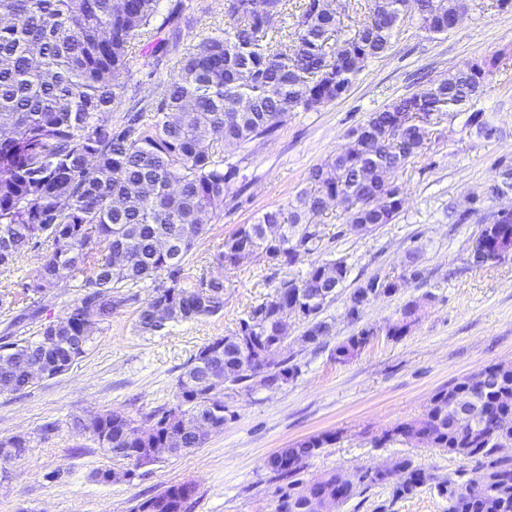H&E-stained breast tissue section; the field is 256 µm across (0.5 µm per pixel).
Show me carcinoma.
I'll return each instance as SVG.
<instances>
[{"label": "carcinoma", "mask_w": 512, "mask_h": 512, "mask_svg": "<svg viewBox=\"0 0 512 512\" xmlns=\"http://www.w3.org/2000/svg\"><path fill=\"white\" fill-rule=\"evenodd\" d=\"M162 0H0V13L13 22L0 25V268L14 265L31 244H50L29 281L24 297H45L56 288L77 289L67 316L46 324L38 335L0 344V392L19 393L36 384L24 369L36 365L46 378L65 373L84 357L103 324L128 301L126 291L151 282V295L137 312L135 329L155 336L171 325L191 322L224 310V279L189 275L190 257L206 233L209 221L224 209V198L237 177V168L210 146H245L272 135L293 112L329 104L347 91L366 63L391 47L395 29L415 12L419 27L433 34L448 32V21L463 16L467 0H368V15L351 37L341 35L338 0H307L294 17L291 43L263 42L276 30L288 0H237L224 10L229 24L203 37L197 48H183L185 29L197 12L209 6L193 0H169L165 16L157 20ZM145 41L143 77L151 80L160 66L174 62L176 72L152 101L129 93L133 79L129 52ZM484 70L474 64L448 74L427 88L400 98L374 112L348 133V142L335 155L309 172L311 187L288 202V223L282 210L266 211L224 240L215 256L223 266L228 255L246 245H264L269 260L293 265L313 253L320 237L316 218L332 200L344 205L347 223L389 224L402 211L403 187L398 173L425 148L432 119L470 111L466 126L485 138L494 135L480 110L472 109L480 96ZM128 102L122 120L108 118L112 107ZM384 192L380 208L365 203L366 190ZM512 192V168L499 167L490 186L493 196ZM271 224L282 229L279 238L267 234ZM172 245L168 254L158 242ZM480 249L488 263L506 260L497 252L512 249V215L495 225L494 236L480 233ZM125 255L112 264V251ZM345 260L310 264L305 276L283 281L265 301L239 319L237 330L218 337L191 357L177 381V403L137 422L122 414L96 416L97 431L88 438L122 462L115 469H99L92 478L120 483L123 476L148 464L171 459L165 447L168 430L181 433L183 446L199 448L201 439L182 431L175 413L208 412L218 430L234 419L224 391H210L211 362L205 351L220 342L216 361L232 390L255 391L256 349L278 334L275 310L297 302L306 324L302 337L313 344L329 335L331 323L321 314L336 292L320 293L324 279L332 288L347 279ZM420 277L413 269L395 281L378 276L360 286L375 295L391 296ZM165 303L159 317L155 307ZM415 301L399 310L386 335L398 338L414 323ZM377 335L364 325L336 348V358L354 357ZM497 379L486 389L472 384L470 396L480 409L496 410L512 402V361L484 366ZM300 373L283 360L262 371L266 390L279 389ZM457 386L434 393L417 418L395 426L379 438L381 446L396 437L426 444L477 463L475 476L486 483L483 496L472 499L463 483L448 477L436 480L447 512H512V470L496 455L489 439L471 442L448 428V405ZM128 426L156 428L150 451H131ZM333 437L322 434L297 441L266 465L288 483L276 490L274 512H308L305 481L299 478L306 462L317 456ZM29 441L21 435L0 439V461L25 456ZM393 476L383 480L362 472L357 480L336 484L337 471L322 475L335 483L337 507L378 486H390L393 497L404 498L432 480L408 455L390 460ZM185 484L166 487L140 501L144 505L168 501L184 512Z\"/></svg>", "instance_id": "obj_1"}]
</instances>
